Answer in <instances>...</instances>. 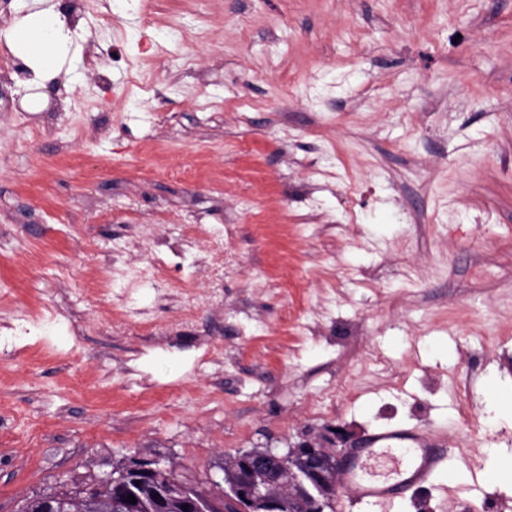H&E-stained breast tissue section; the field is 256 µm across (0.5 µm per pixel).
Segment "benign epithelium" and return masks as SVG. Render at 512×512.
Instances as JSON below:
<instances>
[{
  "label": "benign epithelium",
  "instance_id": "1",
  "mask_svg": "<svg viewBox=\"0 0 512 512\" xmlns=\"http://www.w3.org/2000/svg\"><path fill=\"white\" fill-rule=\"evenodd\" d=\"M346 438L343 427L331 425L323 436L304 439L284 454L241 451L229 457V490L220 497L187 486L156 459L133 457L115 473L39 492L20 512H326L342 489L338 452L326 443ZM131 494L134 504L128 502Z\"/></svg>",
  "mask_w": 512,
  "mask_h": 512
}]
</instances>
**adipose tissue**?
I'll use <instances>...</instances> for the list:
<instances>
[{"mask_svg": "<svg viewBox=\"0 0 512 512\" xmlns=\"http://www.w3.org/2000/svg\"><path fill=\"white\" fill-rule=\"evenodd\" d=\"M35 6L11 33L9 44L32 60L36 77L60 72L59 59L65 38L59 22V13L52 0H34Z\"/></svg>", "mask_w": 512, "mask_h": 512, "instance_id": "ef3b65f1", "label": "adipose tissue"}]
</instances>
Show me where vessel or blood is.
<instances>
[{"mask_svg":"<svg viewBox=\"0 0 512 512\" xmlns=\"http://www.w3.org/2000/svg\"><path fill=\"white\" fill-rule=\"evenodd\" d=\"M446 456L432 435L387 429L372 433L363 448L349 455L341 478L355 499L385 503L405 488L426 484Z\"/></svg>","mask_w":512,"mask_h":512,"instance_id":"obj_1","label":"vessel or blood"}]
</instances>
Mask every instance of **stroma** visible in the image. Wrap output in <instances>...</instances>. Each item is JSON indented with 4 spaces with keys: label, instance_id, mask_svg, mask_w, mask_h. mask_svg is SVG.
Listing matches in <instances>:
<instances>
[{
    "label": "stroma",
    "instance_id": "obj_1",
    "mask_svg": "<svg viewBox=\"0 0 512 512\" xmlns=\"http://www.w3.org/2000/svg\"><path fill=\"white\" fill-rule=\"evenodd\" d=\"M0 13V512L158 458L221 479L340 424L441 437L333 512H512V0H78L63 75ZM159 260L152 282L124 270ZM53 321L54 318L52 316L41 315L27 319L25 323L0 324V335L2 331V336H23L29 335L32 332H45L53 326ZM486 412L491 424H495L500 418L508 416L512 421V395L499 396L498 391L492 394L486 405Z\"/></svg>",
    "mask_w": 512,
    "mask_h": 512
}]
</instances>
